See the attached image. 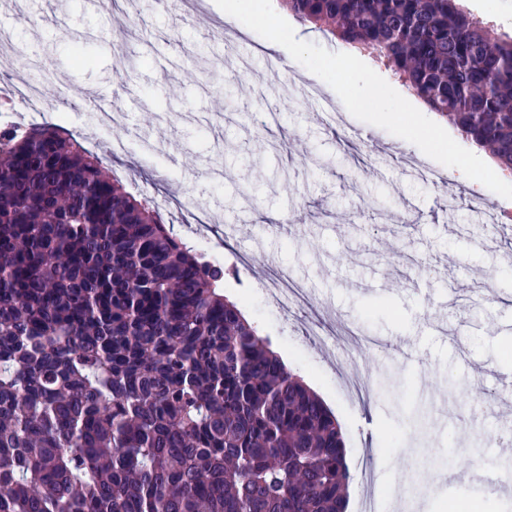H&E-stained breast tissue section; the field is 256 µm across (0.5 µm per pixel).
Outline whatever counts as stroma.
<instances>
[{
	"label": "stroma",
	"instance_id": "stroma-1",
	"mask_svg": "<svg viewBox=\"0 0 512 512\" xmlns=\"http://www.w3.org/2000/svg\"><path fill=\"white\" fill-rule=\"evenodd\" d=\"M8 0L0 28L49 64L48 123L90 150L120 140L107 163L143 197L164 190L175 233L223 264V293L245 308L345 435L357 512L364 470L391 512H453L478 493L473 460L512 464L488 441L512 442V223L474 207L478 185L417 146L352 115L334 122V90L214 0ZM89 62H72L74 47ZM315 96L295 94L298 83ZM127 113L99 129V106ZM437 179L408 170L409 162ZM449 186L455 200L441 192ZM228 224L247 225L228 236ZM287 273L310 305L268 303L266 276ZM321 323L327 359L304 329ZM357 360L361 401L340 391Z\"/></svg>",
	"mask_w": 512,
	"mask_h": 512
}]
</instances>
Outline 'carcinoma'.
I'll use <instances>...</instances> for the list:
<instances>
[{
	"mask_svg": "<svg viewBox=\"0 0 512 512\" xmlns=\"http://www.w3.org/2000/svg\"><path fill=\"white\" fill-rule=\"evenodd\" d=\"M512 171V36L457 0H285ZM221 266L53 127L0 130V512H339L325 402ZM361 61L371 67L377 74L384 78L399 94H401L406 100H408L413 106H415L422 114L430 118L431 115H436L431 111L425 104H423L416 97L412 96L402 83L393 74L386 70V68L379 62L363 51V54L358 57ZM437 116V115H436Z\"/></svg>",
	"mask_w": 512,
	"mask_h": 512,
	"instance_id": "1",
	"label": "carcinoma"
}]
</instances>
